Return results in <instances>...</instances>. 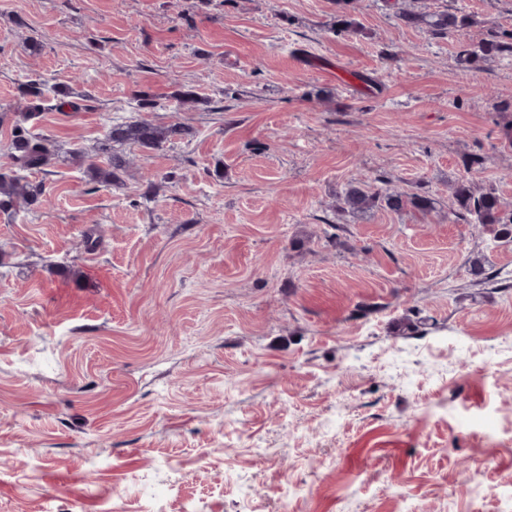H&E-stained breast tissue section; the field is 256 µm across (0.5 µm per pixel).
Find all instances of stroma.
Here are the masks:
<instances>
[{
    "label": "stroma",
    "mask_w": 512,
    "mask_h": 512,
    "mask_svg": "<svg viewBox=\"0 0 512 512\" xmlns=\"http://www.w3.org/2000/svg\"><path fill=\"white\" fill-rule=\"evenodd\" d=\"M336 10L0 0V113L43 83L55 145L0 210V512H512V242L452 215L462 178L512 211V52L459 59L512 0ZM141 119L183 132L107 144ZM105 144L109 187L72 159ZM398 19L412 27L426 29L432 35H448L462 32L469 26V18L450 12L448 9L437 11H421L403 9L397 13ZM45 188L40 182H32L24 175L0 173V209L26 208L40 202ZM433 204L430 198L417 193L382 189L374 192L361 186L350 185L339 197L337 208L353 215L363 213L375 206L392 211L410 209L427 213L433 210Z\"/></svg>",
    "instance_id": "stroma-1"
}]
</instances>
